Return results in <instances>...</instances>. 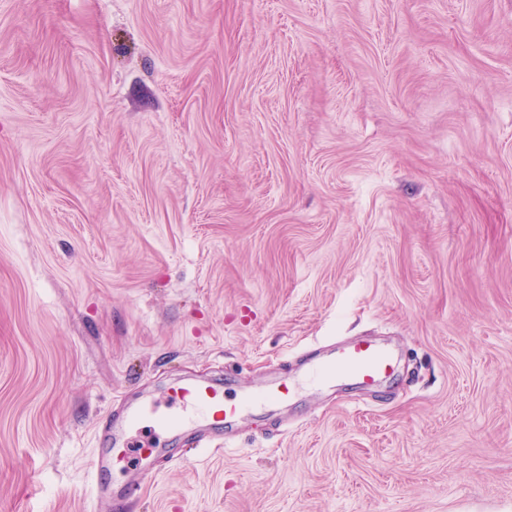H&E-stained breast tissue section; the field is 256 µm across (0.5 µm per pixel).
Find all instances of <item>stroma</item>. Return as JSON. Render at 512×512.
Wrapping results in <instances>:
<instances>
[{
  "label": "stroma",
  "mask_w": 512,
  "mask_h": 512,
  "mask_svg": "<svg viewBox=\"0 0 512 512\" xmlns=\"http://www.w3.org/2000/svg\"><path fill=\"white\" fill-rule=\"evenodd\" d=\"M108 512H512V0H0V512L97 430L303 375ZM395 368L396 358L389 348L361 340L333 351L329 357L309 367L305 375L316 383L351 379L363 387H371L390 377Z\"/></svg>",
  "instance_id": "obj_1"
}]
</instances>
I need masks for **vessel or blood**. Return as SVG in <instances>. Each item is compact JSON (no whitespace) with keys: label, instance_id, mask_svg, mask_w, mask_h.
Returning <instances> with one entry per match:
<instances>
[{"label":"vessel or blood","instance_id":"1","mask_svg":"<svg viewBox=\"0 0 512 512\" xmlns=\"http://www.w3.org/2000/svg\"><path fill=\"white\" fill-rule=\"evenodd\" d=\"M395 368L396 358L389 348L361 340L348 343L309 367L306 375L308 380L316 383L350 379L361 386L370 387L390 377ZM297 387L295 380L278 379L263 387L242 391L230 399L224 394L221 380L185 378L170 385L164 392L169 403L178 405V413L157 416L154 423L173 437L188 430L208 431L216 435L221 429L236 424L253 408L278 407L287 403L296 395ZM144 421V401H133L127 404L121 422L103 427L99 435L100 452L94 463L99 502H111L118 494L116 488L102 480L113 465L130 461V471L138 480L150 474L152 460L162 453L160 442L155 440L135 447L125 441L126 429Z\"/></svg>","mask_w":512,"mask_h":512}]
</instances>
